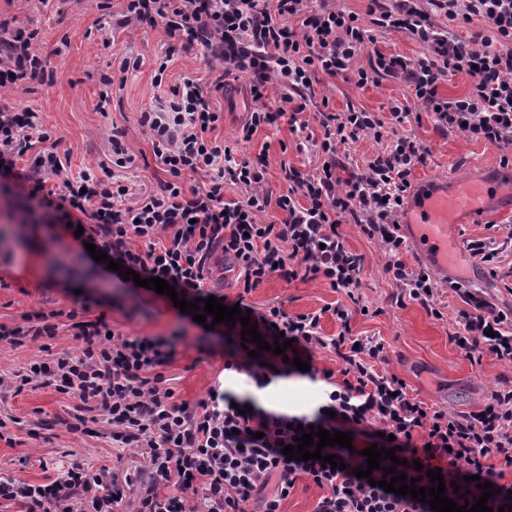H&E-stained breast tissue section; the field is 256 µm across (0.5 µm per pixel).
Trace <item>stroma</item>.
I'll return each mask as SVG.
<instances>
[{
  "label": "stroma",
  "instance_id": "stroma-1",
  "mask_svg": "<svg viewBox=\"0 0 512 512\" xmlns=\"http://www.w3.org/2000/svg\"><path fill=\"white\" fill-rule=\"evenodd\" d=\"M123 0H0V19L37 30L39 50L53 70V79L33 84L28 91H14L5 99L14 107L38 113L44 124L60 139V152L69 158L72 173L90 168L114 172L126 186L129 200L152 190L163 172L157 165L147 134L137 119L153 96H167L172 86L184 78L210 81L203 58L184 55L172 61L162 86H154L155 60L165 50L162 28L122 25ZM64 56H57V48ZM140 58L138 70L120 72L119 53ZM114 78L110 103L99 94L102 75ZM322 87L329 103H314L305 112L308 130L320 135L318 112L346 111L355 106L370 112H390L405 108L407 117L399 134L415 138L427 149L425 160L416 164L410 177L413 189L431 178L449 181L493 178L502 182L512 178L501 163V149L458 133L441 134L430 116L411 106L406 84L384 77L358 85L354 75L322 76ZM246 75L226 79L223 91L212 94L210 105L223 113L224 122L214 131L218 141L235 147L242 160L267 155L265 190L279 194L287 186L280 163L309 173L322 159L314 148L297 149L300 133L291 131L287 120L254 135L252 141L237 142L238 128L251 104ZM127 130L132 148L124 167L112 166L110 137L113 127ZM10 188L0 186V267L6 268L0 280V324L20 323L29 311L74 309V297L65 285H81L97 298L89 314L106 316L113 327L132 336H168L181 332L174 359L164 375L179 399L197 404L208 390L224 379L227 351L216 338L201 340L194 326L178 319L162 300L137 297L118 281L89 276V263L72 264L73 244L60 228L48 224L22 223V213L9 204ZM353 251L362 254L364 268L359 293L368 313H355L351 319L354 335L363 341H380L387 348L392 372L405 380L411 396L464 414L479 409L498 380L512 382V365L484 356L481 362L465 359L450 342L454 318L462 303L447 281H440L434 304L442 319L428 315L420 305L392 304L396 287L384 272L386 259L379 247L352 224L341 227ZM512 234V212L490 203L480 220L458 225L457 243L460 265L472 264L466 241L485 238L504 239ZM469 287L488 293L503 309L512 307V250L503 252L496 272L479 267ZM340 295L320 280L285 282L271 278L246 297L248 304L262 309L269 303L283 304L292 314L320 309L339 301ZM77 399L45 387L38 390L0 389V417L8 425L0 430V473L31 483L54 479L64 458L98 468L110 467L123 483L127 501H134L139 487L135 477L147 463L145 448L113 447L105 423L93 424L91 432L68 433L60 423Z\"/></svg>",
  "mask_w": 512,
  "mask_h": 512
}]
</instances>
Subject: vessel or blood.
Listing matches in <instances>:
<instances>
[{
	"instance_id": "1",
	"label": "vessel or blood",
	"mask_w": 512,
	"mask_h": 512,
	"mask_svg": "<svg viewBox=\"0 0 512 512\" xmlns=\"http://www.w3.org/2000/svg\"><path fill=\"white\" fill-rule=\"evenodd\" d=\"M491 200L511 209L512 189L493 180L459 183L448 191L429 189L405 204L402 224L410 228L416 245L444 270L456 260L453 225L478 218Z\"/></svg>"
}]
</instances>
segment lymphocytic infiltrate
Masks as SVG:
<instances>
[{"label":"lymphocytic infiltrate","instance_id":"1","mask_svg":"<svg viewBox=\"0 0 512 512\" xmlns=\"http://www.w3.org/2000/svg\"><path fill=\"white\" fill-rule=\"evenodd\" d=\"M368 14L365 26L336 0H125L124 25L158 24L167 39L155 83H162L175 56L195 51L213 74L205 85L183 79L141 112L139 123L150 133L165 177L132 203L113 177L92 170L70 176L55 132L37 113L0 102V184L21 188L17 206L27 221L58 225L72 237L75 262L90 259L92 243L118 264L111 270L108 262L98 263L104 278L119 279L121 269L129 268L144 279L166 280L178 298L193 301L209 297L205 280L219 254L231 261L234 284L243 292L277 277L319 279L343 296L321 311L291 314L269 305L250 314L265 341L292 339L293 350L310 365L307 377L327 386L321 406L300 415L258 406L245 410L244 399L217 385L197 407L177 400L163 374L178 342L173 335H123L105 316L83 320L75 310L33 312L15 326L0 325V340L16 348L35 343L42 353L15 373L16 390L54 388L78 399V423L90 413L103 415L113 447H148V463L137 476L135 512H283L300 478L321 491L313 512H432L429 504L379 487L388 461H381L371 478L355 476V469L366 465L364 449L391 442L399 447L398 459L408 463L406 475L419 478L421 486L431 482L419 477V469L437 467L446 495H453L457 482L469 502H477L483 497L477 483L487 480L496 489L486 499L492 512L512 506V383L498 382L480 410L451 415L411 397L407 383L386 370L384 343H363L350 326L347 301L361 284L364 260L347 246L339 230L343 224L359 227L383 252L396 305L409 300L434 318L442 316L433 304V276L400 259L406 242L397 214L424 148L399 136L363 169L339 175L345 169L340 146L365 137L382 140L387 125L401 126L404 112L395 108L385 115L351 105L319 113L322 136L312 145L323 157L321 166L305 174L281 162L288 190L276 197L255 189L266 172L265 156L237 160L230 146L211 137L224 115L212 110L209 97L231 75L251 79L254 106L238 133L248 142L283 116L306 130L302 115L316 96L320 75L352 70L361 85L383 75L402 78L414 104L440 132L458 131L499 149L512 146V0H370ZM476 19L486 30L470 40L450 30ZM373 26L405 34L422 46V55L378 53L369 68H355L374 41ZM38 42L35 30L0 21L1 90L24 89L47 77ZM458 72L469 76L468 92L442 96L441 84ZM22 157L28 160L23 169L17 166ZM188 174L206 180L205 193L185 192ZM229 185L240 188L242 198L225 200ZM272 207L284 213L281 223L265 221ZM457 293L463 306L450 341L471 362L488 353L512 363V309L496 308L476 289L461 287ZM327 314L339 324L336 335L322 333ZM64 319L82 347L77 354L54 357L50 351ZM212 333L231 342L225 370L245 375L256 388L298 373L273 352L262 351L257 359L248 355L240 327L223 322ZM319 347L336 354L339 370L312 366ZM313 426L351 435V447L324 449L340 456L344 470L314 459L287 460L283 446ZM124 499L105 467L74 463L41 484L0 476V502L21 503L23 512H125Z\"/></svg>","mask_w":512,"mask_h":512}]
</instances>
